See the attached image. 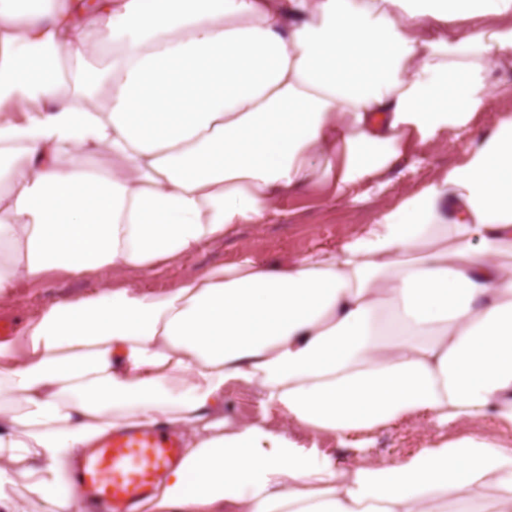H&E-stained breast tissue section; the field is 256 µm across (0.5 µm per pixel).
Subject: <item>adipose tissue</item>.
Returning <instances> with one entry per match:
<instances>
[{"label":"adipose tissue","mask_w":512,"mask_h":512,"mask_svg":"<svg viewBox=\"0 0 512 512\" xmlns=\"http://www.w3.org/2000/svg\"><path fill=\"white\" fill-rule=\"evenodd\" d=\"M510 73L512 0H0V300L99 283L0 338V512H83L74 458L144 425L186 451L138 512H512V448L470 432L512 431V113L470 137ZM451 138L334 244L108 281L309 185L382 198ZM238 389L259 417H225ZM401 424L445 436L364 455Z\"/></svg>","instance_id":"1"}]
</instances>
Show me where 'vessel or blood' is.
<instances>
[{"mask_svg":"<svg viewBox=\"0 0 512 512\" xmlns=\"http://www.w3.org/2000/svg\"><path fill=\"white\" fill-rule=\"evenodd\" d=\"M184 453L162 428L125 427L95 439L78 459L71 488L90 512H133Z\"/></svg>","mask_w":512,"mask_h":512,"instance_id":"1","label":"vessel or blood"}]
</instances>
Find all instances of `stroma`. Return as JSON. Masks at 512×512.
Returning a JSON list of instances; mask_svg holds the SVG:
<instances>
[{"mask_svg":"<svg viewBox=\"0 0 512 512\" xmlns=\"http://www.w3.org/2000/svg\"><path fill=\"white\" fill-rule=\"evenodd\" d=\"M460 156V144L448 141L432 150L425 165L405 179H394L382 201L371 200L350 204L324 200L321 190L312 187L288 197L280 215L268 225L255 228L240 225L224 239L214 241L199 250L169 264L163 276L142 280L141 285L166 291L189 274L235 261L241 250H249L261 260L275 261L295 258L314 249L335 243L349 234L356 225L368 223L379 205H394L407 189L422 186L437 171L447 168ZM93 281L72 279L51 273L41 280L20 282L12 301H0V320L20 329L25 318L36 315L44 306L64 300H76L86 295ZM431 434L425 429L403 425L374 436L370 453L376 457L399 460L426 447Z\"/></svg>","mask_w":512,"mask_h":512,"instance_id":"stroma-1","label":"stroma"}]
</instances>
